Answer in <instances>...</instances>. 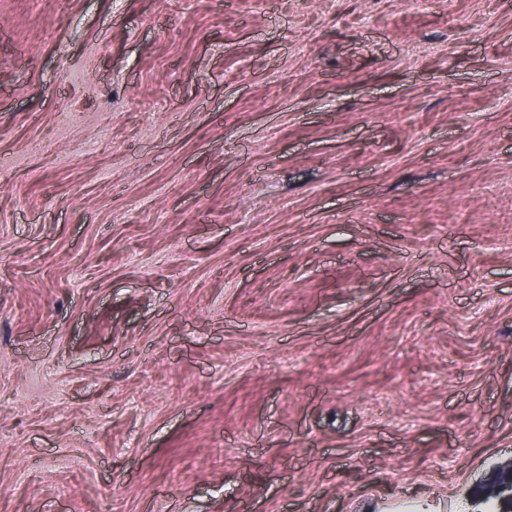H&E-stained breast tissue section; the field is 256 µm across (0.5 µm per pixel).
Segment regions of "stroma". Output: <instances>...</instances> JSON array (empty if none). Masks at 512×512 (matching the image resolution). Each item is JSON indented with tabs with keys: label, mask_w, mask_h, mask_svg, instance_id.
I'll use <instances>...</instances> for the list:
<instances>
[{
	"label": "stroma",
	"mask_w": 512,
	"mask_h": 512,
	"mask_svg": "<svg viewBox=\"0 0 512 512\" xmlns=\"http://www.w3.org/2000/svg\"><path fill=\"white\" fill-rule=\"evenodd\" d=\"M511 463L512 0H0V512Z\"/></svg>",
	"instance_id": "stroma-1"
}]
</instances>
